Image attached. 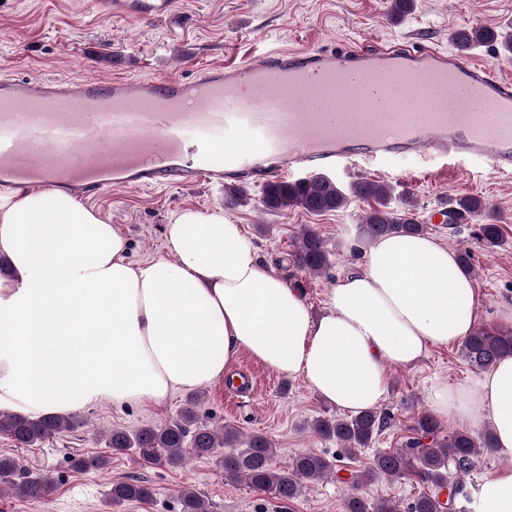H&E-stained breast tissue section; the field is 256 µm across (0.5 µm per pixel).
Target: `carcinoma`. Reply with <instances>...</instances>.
I'll return each mask as SVG.
<instances>
[{
  "instance_id": "cac0c4a2",
  "label": "carcinoma",
  "mask_w": 512,
  "mask_h": 512,
  "mask_svg": "<svg viewBox=\"0 0 512 512\" xmlns=\"http://www.w3.org/2000/svg\"><path fill=\"white\" fill-rule=\"evenodd\" d=\"M452 41L462 51H469L480 43H497L501 50L512 55V37L503 36L483 27L459 30ZM374 202L358 225L359 236L372 241L391 234L424 235L428 225L413 218L412 204L405 194H395L394 186L384 181L362 180L352 192H347L334 179L313 176L294 182L274 181L266 185L259 203L270 212L288 213L300 209L312 214H324L343 209L349 194ZM458 208L476 218L487 211L485 202L477 197L457 201ZM480 240L488 248L500 245L503 238L499 224H482ZM293 266L308 274H318L329 266V252L325 241L311 224L301 225L292 242L290 253ZM462 356L477 370L488 371L505 357H512V329L481 326L462 343ZM79 424L73 413L25 415L0 412V434L7 436L16 447L29 448L70 432ZM387 416L374 409L362 410L347 418L318 417L312 421L313 432L334 439L351 454L367 448L387 427ZM413 436L399 448L384 450L351 478H342L339 469L324 456L305 452L296 455L282 469L272 466L274 455L271 440L259 433L242 437L239 428L223 425L213 428L198 421L197 414L187 409L176 419L161 425H147L134 433L114 428L107 435V445L114 454H132L145 464L156 466L178 465L183 462L185 444H190L198 457H215L225 476L244 479L255 491L281 501L297 498L307 482L331 477L350 485L344 512H402L401 502L384 499L374 506L355 493L360 486L385 476L392 480L411 479L430 485L433 492L423 494L407 506V512H452L455 487L450 479L468 474L482 455L495 448L492 432L476 437L466 430L445 431L431 414H417L412 426ZM225 452L217 454L218 449ZM108 463L99 456L80 457L74 466L79 471L99 470ZM18 468L10 457H0V490L9 488L15 494L33 501H44L49 495L51 481L34 476L14 481ZM154 488L140 479H128L112 484L109 501L117 506L125 502L148 501ZM182 512H210V503L190 487L179 491Z\"/></svg>"
}]
</instances>
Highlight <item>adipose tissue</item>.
<instances>
[{"label":"adipose tissue","instance_id":"obj_1","mask_svg":"<svg viewBox=\"0 0 512 512\" xmlns=\"http://www.w3.org/2000/svg\"><path fill=\"white\" fill-rule=\"evenodd\" d=\"M166 240L170 257L132 264L121 232L69 193L0 202V258L12 272L0 277V408L161 403L223 378L245 352L357 412L383 400L388 366L415 365L476 328L473 280L429 235L369 243L318 317L223 212L182 211ZM431 407L451 422L490 419L503 464L473 512H512V358L477 388L435 387Z\"/></svg>","mask_w":512,"mask_h":512}]
</instances>
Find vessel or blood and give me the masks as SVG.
I'll use <instances>...</instances> for the list:
<instances>
[{
    "label": "vessel or blood",
    "mask_w": 512,
    "mask_h": 512,
    "mask_svg": "<svg viewBox=\"0 0 512 512\" xmlns=\"http://www.w3.org/2000/svg\"><path fill=\"white\" fill-rule=\"evenodd\" d=\"M177 0H98L167 22ZM220 128V141L188 143ZM512 172V80L460 51L363 42L250 55L189 80L20 78L0 72V190L264 184L396 159Z\"/></svg>",
    "instance_id": "vessel-or-blood-1"
}]
</instances>
